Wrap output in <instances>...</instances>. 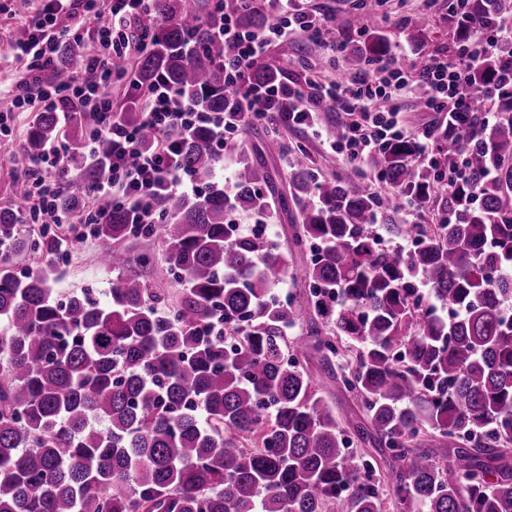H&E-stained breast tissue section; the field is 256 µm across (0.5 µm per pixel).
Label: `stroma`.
<instances>
[{
    "mask_svg": "<svg viewBox=\"0 0 512 512\" xmlns=\"http://www.w3.org/2000/svg\"><path fill=\"white\" fill-rule=\"evenodd\" d=\"M307 10L337 17L340 25L337 35L346 39L342 51L332 52L321 44L299 33L287 44H273L264 55V63L277 69L279 76L303 78L308 65L338 79H348L353 70L349 65L352 51L364 40L365 31L359 17H373L388 38L392 55H404L406 60L446 55L453 39L448 21V0H433L431 8H423L422 0H305ZM35 8L33 0H0V111L11 106L10 87L20 76V66L14 60V39ZM424 17L428 25L420 45H412L406 32L416 18ZM338 115L321 110L318 122L310 128L288 127L278 122H267L264 128L246 129L241 146L228 154L215 156L213 175L218 181L234 182L244 162L265 159L277 183L289 177L292 160L298 153H307L311 172L319 178L343 177L351 169L344 155L335 153L326 142L325 131L336 124ZM294 224L278 219L269 225L268 235L277 242L288 259V276L274 289L280 300L303 304L309 287L302 272L310 263L308 249L293 244ZM124 251L132 270L149 285L160 289L173 286L174 274L162 258L163 247L159 237L130 236L121 240H107L97 236L81 238L77 248L55 263L53 286L56 291H78L94 294L97 301L107 302L113 275L101 263V256L110 250Z\"/></svg>",
    "mask_w": 512,
    "mask_h": 512,
    "instance_id": "1",
    "label": "stroma"
}]
</instances>
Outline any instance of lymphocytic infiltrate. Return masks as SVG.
Wrapping results in <instances>:
<instances>
[{
    "mask_svg": "<svg viewBox=\"0 0 512 512\" xmlns=\"http://www.w3.org/2000/svg\"><path fill=\"white\" fill-rule=\"evenodd\" d=\"M152 0H41L18 41L19 56L28 76L15 85L13 106L22 112L70 111L81 105L94 128L87 160L102 169V179L84 192L80 224L86 228L106 223L112 208L125 209L134 224H158L163 216L160 201L170 195H196L199 177L182 168L178 143L194 129L206 127L214 134L212 148L220 152L234 146L247 121L278 120L291 127L315 124L312 102L327 104L345 117L332 149L355 164L363 163L388 143L408 137L399 118L397 99L412 81L424 87L423 109L446 114L449 134L473 126L477 107L470 83L471 62L476 55H489L512 45V19L463 47L454 59L432 56L418 74L400 65L398 59L370 63L364 73L348 81L326 80L315 71L302 80L284 79L257 83L252 70L265 49L302 31L318 42L331 33L329 18L299 7L296 0H273L274 14L259 32L240 29L231 15H221L211 24L214 38L224 44V84L237 103L222 112H205L163 80L141 93L138 107L143 125L156 129L159 137L142 147L139 131L127 125L112 104V88L131 80L128 69L115 66L116 58L135 57L141 45L131 36L130 20L146 12ZM87 33L96 49L83 71L54 85H43L41 75L57 55L70 33ZM68 147L58 140L38 161L20 170L27 186L23 214L29 224H65L69 218L58 200L73 187L66 164Z\"/></svg>",
    "mask_w": 512,
    "mask_h": 512,
    "instance_id": "f902f5d3",
    "label": "lymphocytic infiltrate"
}]
</instances>
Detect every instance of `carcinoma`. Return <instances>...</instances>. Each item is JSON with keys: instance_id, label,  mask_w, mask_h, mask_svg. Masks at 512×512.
I'll return each instance as SVG.
<instances>
[{"instance_id": "cac0c4a2", "label": "carcinoma", "mask_w": 512, "mask_h": 512, "mask_svg": "<svg viewBox=\"0 0 512 512\" xmlns=\"http://www.w3.org/2000/svg\"><path fill=\"white\" fill-rule=\"evenodd\" d=\"M512 0H470L490 29ZM219 9L239 26L267 20L236 0ZM151 49L133 64L136 86L161 72L209 112L234 103L224 86V44L209 38L199 13L182 0H153L133 20ZM350 65L387 56L375 23ZM94 45L59 47L58 78L81 69ZM512 58L475 60L474 88L498 92L502 117L470 135L434 140L440 161L398 140L370 159L393 192L425 199L441 170L467 156V183L444 190L447 224H389L415 235L408 250L380 245L372 230L384 199L355 171L316 181L310 159L293 161L291 196L267 166L249 163L230 187L202 197L171 195L160 233L175 272V299L127 270L123 252L105 257L117 273L110 299L57 297L51 286L62 240L35 239L19 212L0 205V512H512ZM125 122L150 146L157 132L134 107ZM85 112L73 110L68 158L75 188L60 201L81 216L83 189L100 170L80 162ZM59 137L58 115L33 114L24 148L8 153L21 169ZM213 133L199 127L181 145L182 167L207 179ZM297 204L295 244L311 245L303 280L316 298L306 335L288 345L285 329L303 309L273 300L288 260L263 234L229 223L228 206L274 215ZM97 236L131 235L112 212ZM43 255L21 276L10 249ZM429 287L423 303L420 286ZM318 353L336 365L333 381L353 394L370 428L355 430L388 453L370 461L349 450L323 387L301 361ZM448 439L442 457L426 447Z\"/></svg>"}]
</instances>
